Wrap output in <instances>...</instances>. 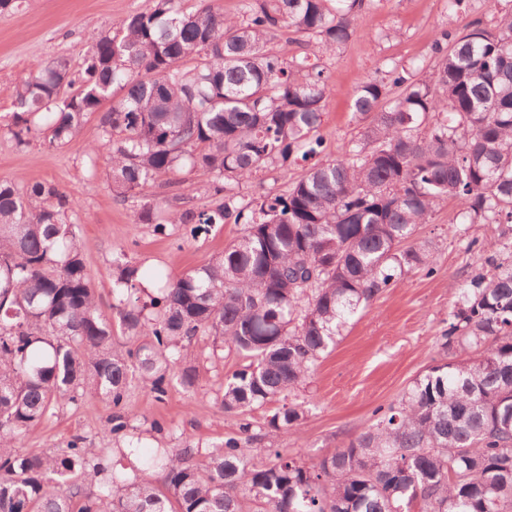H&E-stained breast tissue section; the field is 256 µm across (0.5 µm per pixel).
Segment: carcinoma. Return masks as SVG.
I'll list each match as a JSON object with an SVG mask.
<instances>
[{
	"label": "carcinoma",
	"mask_w": 512,
	"mask_h": 512,
	"mask_svg": "<svg viewBox=\"0 0 512 512\" xmlns=\"http://www.w3.org/2000/svg\"><path fill=\"white\" fill-rule=\"evenodd\" d=\"M151 0L101 36L82 63L39 66L13 91L6 124L19 146L79 136L100 114L105 181L126 202L166 197L133 223L180 224L192 239L215 224L241 234L207 263L148 291L140 267L115 261L121 335L69 221L73 203L48 182L0 183V512H512V12L490 26L444 27L427 79L391 64L362 80L353 114L363 143L317 162L281 195H241L270 166L317 156L331 93L308 53L268 49L291 29L321 50L355 35L363 0H243L227 16L210 0ZM207 177L204 207L174 191ZM448 199L471 224L499 227L495 251L469 273L438 341L445 358L376 423L307 463L280 435L309 412L296 393L360 308L402 276L434 269L416 239ZM202 337L249 360L220 404L238 433L203 448L183 440L130 470L114 454L128 428L134 380L161 401L190 390L185 364ZM97 398L112 448L77 437L56 452L19 448L53 410ZM281 406L255 425L246 418ZM268 441L267 456L249 445Z\"/></svg>",
	"instance_id": "cac0c4a2"
}]
</instances>
